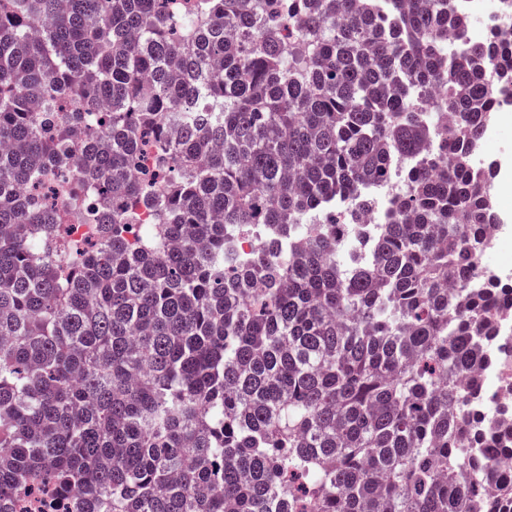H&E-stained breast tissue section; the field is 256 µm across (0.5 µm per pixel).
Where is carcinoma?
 I'll return each instance as SVG.
<instances>
[{"instance_id":"carcinoma-1","label":"carcinoma","mask_w":512,"mask_h":512,"mask_svg":"<svg viewBox=\"0 0 512 512\" xmlns=\"http://www.w3.org/2000/svg\"><path fill=\"white\" fill-rule=\"evenodd\" d=\"M198 2L0 0V512L36 473L78 512H512L473 161L512 42L445 54L452 0ZM512 380V359H501L497 365L486 368L483 379L485 392H495L504 380Z\"/></svg>"}]
</instances>
